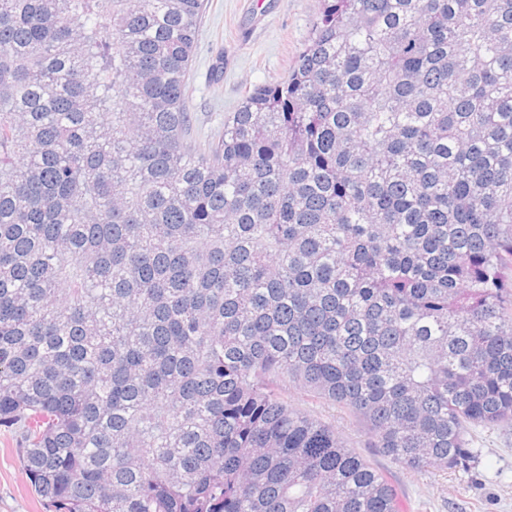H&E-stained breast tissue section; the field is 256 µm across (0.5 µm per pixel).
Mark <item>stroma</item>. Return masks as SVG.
<instances>
[{
  "label": "stroma",
  "mask_w": 512,
  "mask_h": 512,
  "mask_svg": "<svg viewBox=\"0 0 512 512\" xmlns=\"http://www.w3.org/2000/svg\"><path fill=\"white\" fill-rule=\"evenodd\" d=\"M321 0H205L188 83L197 142L218 141L246 92L287 76L320 16ZM292 407L329 425L397 490L409 512H512V427H479L457 471L414 473L369 445L365 424L337 404L291 391ZM20 432L0 427V512H46L31 492Z\"/></svg>",
  "instance_id": "obj_1"
}]
</instances>
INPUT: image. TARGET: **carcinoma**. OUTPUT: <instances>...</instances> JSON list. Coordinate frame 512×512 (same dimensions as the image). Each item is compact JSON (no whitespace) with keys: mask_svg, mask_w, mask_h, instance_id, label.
I'll list each match as a JSON object with an SVG mask.
<instances>
[{"mask_svg":"<svg viewBox=\"0 0 512 512\" xmlns=\"http://www.w3.org/2000/svg\"><path fill=\"white\" fill-rule=\"evenodd\" d=\"M203 0H0V426L49 512H407L512 424V0H323L192 144ZM292 407L329 425L348 448L397 490L407 512H512V427H477L467 468L414 473L369 447L365 424L337 404L299 391H286Z\"/></svg>","mask_w":512,"mask_h":512,"instance_id":"cac0c4a2","label":"carcinoma"}]
</instances>
